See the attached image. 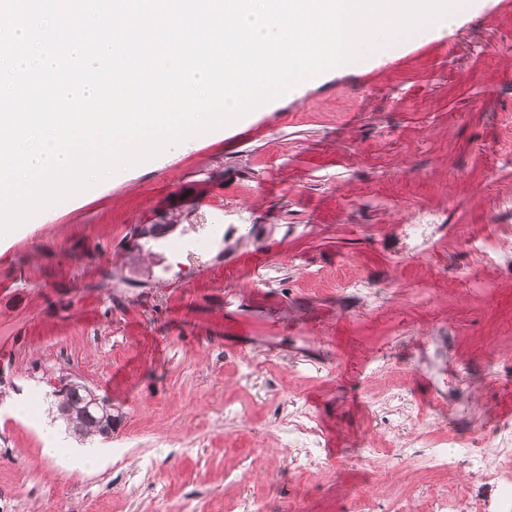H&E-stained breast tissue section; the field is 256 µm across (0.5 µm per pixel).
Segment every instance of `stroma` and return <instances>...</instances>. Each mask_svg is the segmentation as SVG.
Segmentation results:
<instances>
[{"label": "stroma", "instance_id": "1", "mask_svg": "<svg viewBox=\"0 0 512 512\" xmlns=\"http://www.w3.org/2000/svg\"><path fill=\"white\" fill-rule=\"evenodd\" d=\"M422 208L439 228L416 252L401 227ZM474 234L512 239V0L40 213L0 238V512H354L357 491L400 478L385 459L401 436L364 406L392 333L382 378L406 374L408 412L463 401L473 425L512 424V266L457 249ZM341 270L377 302L337 289ZM435 336L451 354L433 355ZM242 354L251 388L235 380ZM463 367L468 384L448 386ZM61 375L112 401L118 454L90 474L45 457L15 414L47 411ZM293 399L331 471L289 467L297 450L277 436ZM240 401L250 416L225 415ZM451 454L406 512H435L438 490L499 512L467 449Z\"/></svg>", "mask_w": 512, "mask_h": 512}]
</instances>
